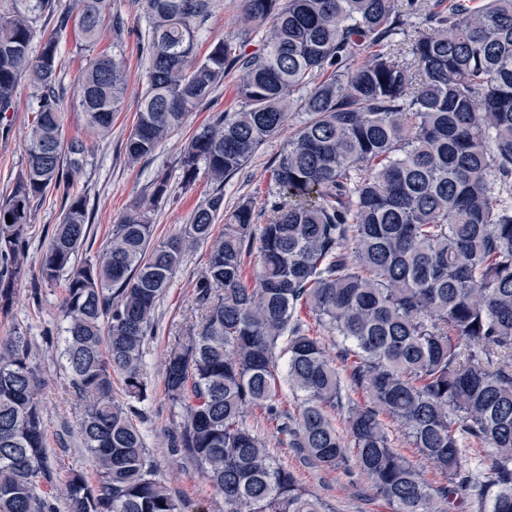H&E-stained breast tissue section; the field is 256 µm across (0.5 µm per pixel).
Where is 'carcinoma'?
Instances as JSON below:
<instances>
[{
	"mask_svg": "<svg viewBox=\"0 0 512 512\" xmlns=\"http://www.w3.org/2000/svg\"><path fill=\"white\" fill-rule=\"evenodd\" d=\"M145 4L147 83L127 161L152 155L231 71L243 105L176 158L183 187L201 168L217 184L181 233L154 240L150 207L136 200L79 265L86 200L65 194L39 279L66 276L61 355L79 406L74 433L96 474L91 483L68 473L67 512H181L112 376L146 399L157 304L204 243L208 264L193 285L201 324L162 362L179 417L166 437L173 467L195 464L224 512H331L246 425L252 408L304 460L366 478L392 512H457L478 495V512H512V0H241L260 46L221 38L203 59L194 46L216 0ZM54 7L0 0V120L23 78L35 114L26 170L0 200L3 313L28 276L32 202L85 162L83 141L62 134L61 33L70 26L89 47L112 18V0H74L55 29L37 30ZM409 29L403 57L395 36ZM126 85L124 58L89 61L78 97L96 135L112 129ZM295 105L306 119L273 162L268 222L254 224L249 199L224 213V183ZM303 310L336 336V357ZM282 358L295 415L281 408ZM45 384L27 336H1L0 512H56L41 489ZM390 422L416 460L395 448ZM426 464L442 481L425 478Z\"/></svg>",
	"mask_w": 512,
	"mask_h": 512,
	"instance_id": "carcinoma-1",
	"label": "carcinoma"
}]
</instances>
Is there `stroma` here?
<instances>
[{
    "mask_svg": "<svg viewBox=\"0 0 512 512\" xmlns=\"http://www.w3.org/2000/svg\"><path fill=\"white\" fill-rule=\"evenodd\" d=\"M112 13L121 20L122 28L118 31L105 30L94 50L81 48L73 31H66L61 37L63 134L66 138L84 142L86 165L71 182L68 191L54 190L34 201L27 232V262L33 270L39 266L54 225L62 218L64 193L82 194L88 201L89 233L77 256L78 263L82 264L94 260L111 234L113 224L119 221L135 199L150 198L152 183L157 176H167L169 182L167 196L152 211L154 237L158 240L180 233L193 211L215 189L214 183L203 172L199 173L191 189H183L175 159L186 137L198 127L218 113L239 108L240 102L235 96L236 73L225 77L208 104L189 113L181 134L162 142L147 159L128 165L124 144L136 122L137 103L146 86L148 18L142 0H112ZM246 30L239 0H220L197 37V57H205L218 38L236 40ZM96 53L122 55L127 65L126 96L121 109L114 115L110 136L103 140L89 134L83 116L75 106L78 79ZM31 99L30 85L20 83L15 109L7 115L10 128L0 131V199L12 191L26 169L23 142L34 117ZM303 118L300 110L290 111L284 132L269 139L247 165L225 183V211H232L240 199L250 198L257 209L256 223L266 222L267 217L261 207L271 184L272 164L286 143L289 131L298 127ZM207 261L208 247L204 244L185 256L171 288L159 303L147 340L144 378L148 398L139 405L141 416L136 424L157 468L162 471L167 470L169 460L163 434L175 422L176 416L166 395L161 361L172 348L175 337L185 335L189 327L200 320L199 312L192 307V283ZM15 292L10 312L0 313V336L16 328L23 331L33 346L36 364L48 380L44 421L53 477L42 482L41 487L54 496L57 512H66L65 498L60 493L65 475L78 469L90 477L94 471L84 448L71 432L77 405L61 359L64 323L59 313L65 283L60 280L38 286L29 278L19 282ZM246 420L266 441L277 459L294 471L303 486L328 501L335 512H391L390 506L375 495L366 479H359L352 485L339 473L304 461L259 409L248 410ZM169 488L182 512H224L223 501L214 496L203 474L192 463H184L181 471L171 476Z\"/></svg>",
    "mask_w": 512,
    "mask_h": 512,
    "instance_id": "35a3bbf8",
    "label": "stroma"
}]
</instances>
